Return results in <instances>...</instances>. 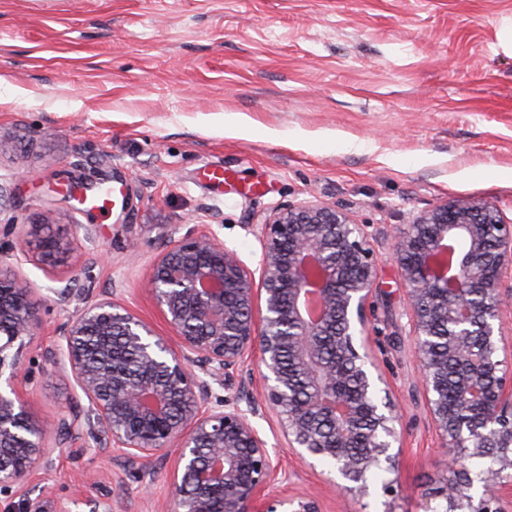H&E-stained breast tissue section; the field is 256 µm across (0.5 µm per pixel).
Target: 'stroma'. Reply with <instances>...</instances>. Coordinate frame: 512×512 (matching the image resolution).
Here are the masks:
<instances>
[{
    "label": "stroma",
    "mask_w": 512,
    "mask_h": 512,
    "mask_svg": "<svg viewBox=\"0 0 512 512\" xmlns=\"http://www.w3.org/2000/svg\"><path fill=\"white\" fill-rule=\"evenodd\" d=\"M512 0H0V261L42 299L23 353L29 412L52 421L81 392L53 367L64 325L109 298L172 336L146 286L177 227L214 231L257 270L254 230L284 204L314 198L376 238L373 348L403 414L400 484L339 495L327 469L277 444V491L316 496L321 512H444L440 440L416 383L405 287L392 234L444 200L512 210ZM221 166L222 186L203 172ZM74 185L85 204L64 194ZM67 243L55 264L42 222ZM85 294L67 305L59 293ZM51 468L29 484L45 512H166L174 454L142 484L124 449L50 436Z\"/></svg>",
    "instance_id": "stroma-1"
}]
</instances>
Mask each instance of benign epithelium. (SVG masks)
Returning a JSON list of instances; mask_svg holds the SVG:
<instances>
[{
    "mask_svg": "<svg viewBox=\"0 0 512 512\" xmlns=\"http://www.w3.org/2000/svg\"><path fill=\"white\" fill-rule=\"evenodd\" d=\"M44 261L66 250L44 223ZM369 225L319 200L277 207L260 225L259 276L213 231L189 228L151 265L147 286L180 350L112 300L85 304L65 325L54 367L70 369L86 411L51 424L32 417L19 390L25 339L39 302L0 274V496L31 510L24 482L50 464L49 433L125 449L144 464L177 449L172 512H320L313 496L277 494L267 442L251 418L276 414L288 447L323 461L342 494H368V473L399 471L401 413L373 357L377 255ZM459 242L457 275L436 258ZM392 257L405 285L417 378L438 432L449 512H502L512 496V217L492 203L443 201L397 231ZM263 367L247 408H202L211 384L231 385L248 357ZM494 454L476 497L469 464Z\"/></svg>",
    "mask_w": 512,
    "mask_h": 512,
    "instance_id": "obj_1",
    "label": "benign epithelium"
}]
</instances>
